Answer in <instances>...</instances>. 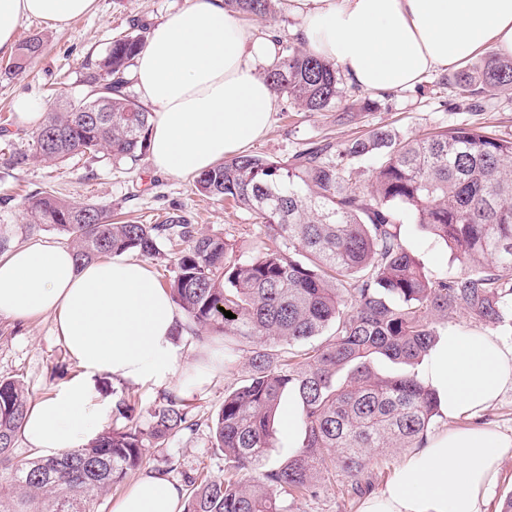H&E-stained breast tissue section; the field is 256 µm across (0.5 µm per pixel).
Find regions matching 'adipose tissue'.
Masks as SVG:
<instances>
[{
  "instance_id": "ef3b65f1",
  "label": "adipose tissue",
  "mask_w": 512,
  "mask_h": 512,
  "mask_svg": "<svg viewBox=\"0 0 512 512\" xmlns=\"http://www.w3.org/2000/svg\"><path fill=\"white\" fill-rule=\"evenodd\" d=\"M302 22L307 49L367 92L401 90L473 59L485 46L512 57V0H283ZM96 0H0V54L13 51L27 18L66 27ZM274 60L270 35L224 9L188 0L151 30L131 77L152 111L154 169L195 176L268 130L277 96L258 71ZM51 316L81 374L31 404L21 433L29 446L82 445L103 422L95 377L167 380L177 362L183 316L142 261L116 255L79 263L72 248L31 242L0 256V316ZM449 429L428 435L394 466L357 512H484L512 437L466 421L512 388V347L482 333L441 335L425 360ZM182 487L141 475L112 512H179Z\"/></svg>"
}]
</instances>
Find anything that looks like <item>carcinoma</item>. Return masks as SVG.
Wrapping results in <instances>:
<instances>
[{"mask_svg": "<svg viewBox=\"0 0 512 512\" xmlns=\"http://www.w3.org/2000/svg\"><path fill=\"white\" fill-rule=\"evenodd\" d=\"M276 2L224 0V9L274 23ZM274 40L278 56L263 78L275 93L299 112L342 102L336 65ZM144 44L134 29L87 61L82 97L48 113L12 164L146 155L151 112L126 91ZM43 48L42 36H30L11 68H25ZM452 82L476 110L483 93L512 88V59L492 54ZM102 104L107 111H98ZM369 160L377 164L364 182ZM194 186L260 220L256 255H235L227 239L180 216L114 221L106 205L48 191L30 195L26 211L31 223L69 235L82 263L126 252L159 257L179 238L185 247L166 289L188 327L205 346L223 340L227 357L249 348L247 379L224 393L211 424L224 478H190L182 512H286L285 497L317 495L333 469L359 491L379 453L415 448L431 432L438 400L413 367L437 342L439 323L461 310L496 323L512 305V136L458 127L400 138L374 129L341 144L312 142L287 161L241 153L198 174ZM404 214L445 245L457 271L425 273L402 235ZM377 359L403 369L379 373ZM286 392L299 401L304 437L294 455L269 465ZM29 404L22 383L0 380V512H94L99 494L141 467L144 448L197 425L183 398L168 393L148 409L145 428L105 429L77 448L19 463L13 449Z\"/></svg>", "mask_w": 512, "mask_h": 512, "instance_id": "1", "label": "carcinoma"}]
</instances>
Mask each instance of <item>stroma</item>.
<instances>
[{
	"label": "stroma",
	"instance_id": "1",
	"mask_svg": "<svg viewBox=\"0 0 512 512\" xmlns=\"http://www.w3.org/2000/svg\"><path fill=\"white\" fill-rule=\"evenodd\" d=\"M186 0H98L95 14L78 17L63 29H54L37 20L22 21L17 39L42 35L45 52L22 73L8 71L9 56L0 55V121L8 120V135L0 134V241L15 248L44 239L68 244L63 232L45 224L29 223L25 202L29 195L47 189L74 203L108 205L122 217L144 224H157L171 215L185 217L198 232L228 237L236 254H256L263 227L254 214L233 209L197 194L192 178L154 173L149 157L136 163L113 164L76 156L53 164L33 161L13 167L10 156L27 148L31 129L21 126L14 110L18 96L41 101L54 110L64 101L78 98L83 88L80 74L84 63L102 56L113 38L130 32L134 25L152 28ZM451 70L428 74L414 87L390 92H374L377 106L369 112H330L310 115L288 109L279 98L274 120L248 152L285 161L305 143L323 137L341 143L377 128L402 136L422 134L437 128L479 125L499 133H512V88L486 95L479 110L462 105L447 82ZM403 230L425 270L438 275L450 270L449 253L411 221ZM178 362L168 381L130 383L100 377L94 381L95 400L104 407L103 425L122 427L124 419L115 411L118 399L134 406V419L145 423L147 411L162 394L174 392L184 398L191 415L198 419L195 430L175 437L163 448H145L142 472L168 475L178 484L187 477L220 478L224 457L212 445L208 424L222 406L224 394L245 379L248 355L239 353L232 365L215 366L204 376H196L193 364L202 347L193 337L177 336ZM61 340L54 332L51 317L18 321L0 316V378L23 383L31 400H38L63 383L78 376ZM340 478L323 482L317 496L286 498L288 512H356L359 495L340 491Z\"/></svg>",
	"mask_w": 512,
	"mask_h": 512
}]
</instances>
